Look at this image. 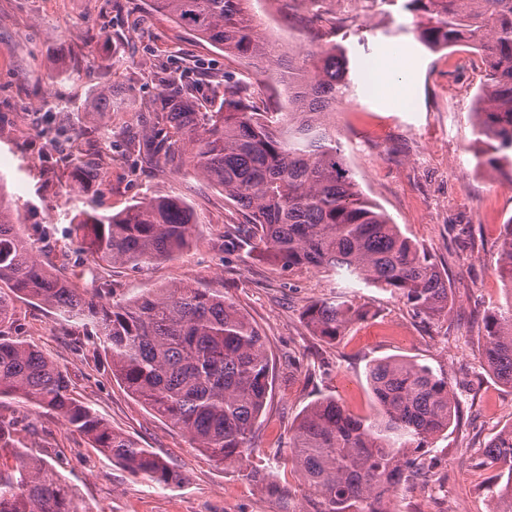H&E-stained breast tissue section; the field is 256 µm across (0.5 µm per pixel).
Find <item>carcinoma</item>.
Segmentation results:
<instances>
[{"label": "carcinoma", "mask_w": 512, "mask_h": 512, "mask_svg": "<svg viewBox=\"0 0 512 512\" xmlns=\"http://www.w3.org/2000/svg\"><path fill=\"white\" fill-rule=\"evenodd\" d=\"M151 8L200 40L245 59L256 73L277 72L288 111L258 112L251 87L224 81L217 105L190 85L159 77L167 92L154 106L149 139L165 161L188 157L251 225L254 244L283 269L341 273L405 301L415 315H448L449 287L427 249L408 238L369 199L347 168L332 130L336 106L351 96L350 59L340 43L285 54L264 37L249 0H150ZM425 22L417 40L437 51L469 44L484 64L472 110L477 164L512 169V0H404ZM71 176L86 192L99 176L80 151ZM73 232L94 260L135 269L171 259L191 243L194 215L173 196H150L116 213H76ZM496 274L512 292V216L502 224ZM112 284L80 288L37 257L21 233L0 178V404L25 399L55 413L70 430L134 476L177 485L170 462L112 427L74 396L69 376L27 342L6 334L13 298L55 310L101 350L112 376L151 411L215 460L236 465L252 451L270 388L264 336L224 292L190 283L105 303ZM369 315L354 299L316 300L303 311L314 335L334 342ZM484 365L512 385V300L486 313ZM374 413L358 416L336 398L304 410L281 457L303 477L313 512H391L393 500L427 477L425 457L448 431L458 402L448 374L386 358L368 366ZM15 425L0 417V512H88L77 488L44 457L14 445ZM497 467L491 493L512 512V428L485 448Z\"/></svg>", "instance_id": "cac0c4a2"}]
</instances>
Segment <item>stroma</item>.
<instances>
[{
	"instance_id": "1",
	"label": "stroma",
	"mask_w": 512,
	"mask_h": 512,
	"mask_svg": "<svg viewBox=\"0 0 512 512\" xmlns=\"http://www.w3.org/2000/svg\"><path fill=\"white\" fill-rule=\"evenodd\" d=\"M289 2L253 5L263 35L284 47L312 25L306 10L289 9ZM417 23L401 5H379L344 29L352 61L374 58L382 45L397 56L375 87L358 85L354 98L337 107L335 123L363 192L430 251L447 277L448 314L434 321L414 315L390 291L348 286L314 270H282L251 245L225 253V233L243 218L223 193L192 165L141 159L122 145L147 125L162 73L188 76L202 98L223 87L225 77L251 81L260 112L286 99L283 85L257 78L244 61L152 12L149 0H0V177L22 232L63 275L80 283L100 277L119 300L180 282L223 290L265 336L272 365L253 453L244 465L222 464L129 394L104 358L76 349L74 327L53 309L15 299L10 335L53 358L80 400L183 474L172 486L133 477L52 413L10 400L0 414L14 420L16 444L52 462L90 512H309L298 474L277 468V453L321 396H335L353 414L372 413L365 372L388 357L447 373L460 409L427 457L430 482L402 492L397 512H497L488 491L496 467L484 449L512 426V386L481 363V319L506 301L495 267L501 225L512 216V177L476 165L470 123L479 74L460 63L457 49L420 45ZM101 59L112 61L111 71L98 68ZM107 92L112 109L103 112ZM89 142L108 177L82 193L73 187L68 160ZM152 195H176L191 205L196 223L188 249L140 269L97 262L80 250L70 224L77 212L92 204L114 213ZM344 295L370 314L336 343H325L305 326L302 311ZM283 486L289 495L280 494Z\"/></svg>"
}]
</instances>
